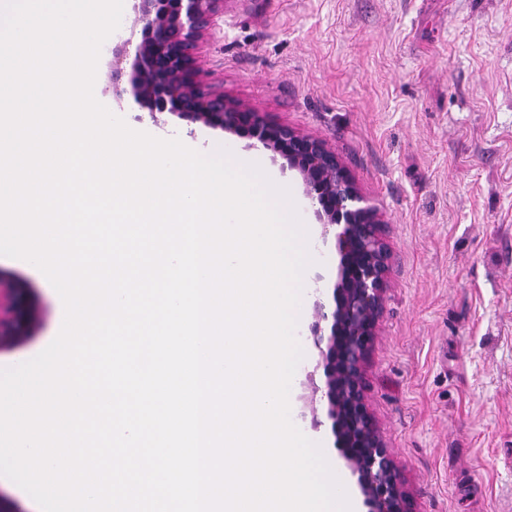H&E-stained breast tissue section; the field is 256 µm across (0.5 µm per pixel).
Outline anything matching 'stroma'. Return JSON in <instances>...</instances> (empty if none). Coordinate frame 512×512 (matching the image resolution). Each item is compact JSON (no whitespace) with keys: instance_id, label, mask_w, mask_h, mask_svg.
<instances>
[{"instance_id":"35a3bbf8","label":"stroma","mask_w":512,"mask_h":512,"mask_svg":"<svg viewBox=\"0 0 512 512\" xmlns=\"http://www.w3.org/2000/svg\"><path fill=\"white\" fill-rule=\"evenodd\" d=\"M94 94L135 130L221 145L302 205L333 283L338 256L286 159L257 141L165 113L153 124L112 78ZM201 87L323 140L382 215L391 252L365 369L368 403L417 512H512V0H224L196 52ZM123 97H115L113 85ZM35 302L31 334L0 368L58 335L46 276L0 259Z\"/></svg>"}]
</instances>
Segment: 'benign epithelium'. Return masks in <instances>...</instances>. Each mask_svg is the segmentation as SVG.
<instances>
[{"label": "benign epithelium", "mask_w": 512, "mask_h": 512, "mask_svg": "<svg viewBox=\"0 0 512 512\" xmlns=\"http://www.w3.org/2000/svg\"><path fill=\"white\" fill-rule=\"evenodd\" d=\"M224 0H134L141 26L131 77L132 97L153 122L166 112L191 123L257 140L288 161L306 196L333 235L336 278L316 302L311 338L323 381L308 374L312 397L326 405L334 445L357 476L368 512H415L401 473L367 402L365 359L376 334L387 290L391 253L376 208L366 203L335 151L317 138L263 119L258 113L198 88L193 51ZM32 303L21 285L0 279V345L32 327Z\"/></svg>", "instance_id": "obj_1"}]
</instances>
